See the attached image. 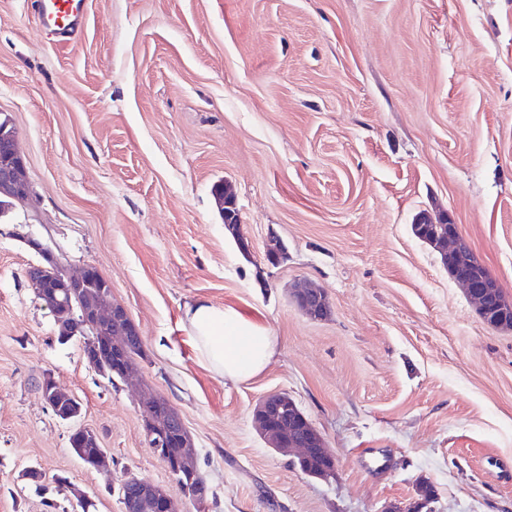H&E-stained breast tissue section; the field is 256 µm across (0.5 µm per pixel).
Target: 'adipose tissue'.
Here are the masks:
<instances>
[{"instance_id":"adipose-tissue-1","label":"adipose tissue","mask_w":512,"mask_h":512,"mask_svg":"<svg viewBox=\"0 0 512 512\" xmlns=\"http://www.w3.org/2000/svg\"><path fill=\"white\" fill-rule=\"evenodd\" d=\"M183 324L201 360L226 380L241 382L261 373L275 355L267 330L233 309L206 300L189 302Z\"/></svg>"}]
</instances>
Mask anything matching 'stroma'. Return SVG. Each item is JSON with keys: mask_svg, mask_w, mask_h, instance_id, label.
Masks as SVG:
<instances>
[{"mask_svg": "<svg viewBox=\"0 0 512 512\" xmlns=\"http://www.w3.org/2000/svg\"><path fill=\"white\" fill-rule=\"evenodd\" d=\"M34 6L0 0V114L31 188L0 212V512H122L112 488L132 475L197 512L147 443L149 394L182 417L209 512H407L422 482L434 512H512V329L411 229L447 215L512 302V0H87L73 41ZM44 246L67 272L96 266L139 327L131 381L58 342L25 277ZM300 280L327 318L298 308ZM197 298L267 329L263 372L231 383L202 362L181 322ZM47 375L108 468L73 454ZM276 391L335 478L263 442L252 411Z\"/></svg>", "mask_w": 512, "mask_h": 512, "instance_id": "1", "label": "stroma"}]
</instances>
